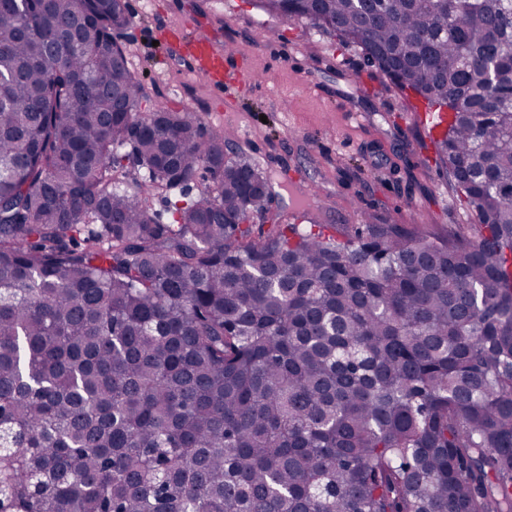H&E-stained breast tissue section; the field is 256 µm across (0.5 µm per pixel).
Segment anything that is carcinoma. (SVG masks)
I'll list each match as a JSON object with an SVG mask.
<instances>
[{
    "label": "carcinoma",
    "instance_id": "cac0c4a2",
    "mask_svg": "<svg viewBox=\"0 0 512 512\" xmlns=\"http://www.w3.org/2000/svg\"><path fill=\"white\" fill-rule=\"evenodd\" d=\"M254 2L453 99L477 223L282 224L223 131L140 111L122 0H0V512H512V0Z\"/></svg>",
    "mask_w": 512,
    "mask_h": 512
}]
</instances>
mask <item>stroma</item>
I'll return each instance as SVG.
<instances>
[{"instance_id": "35a3bbf8", "label": "stroma", "mask_w": 512, "mask_h": 512, "mask_svg": "<svg viewBox=\"0 0 512 512\" xmlns=\"http://www.w3.org/2000/svg\"><path fill=\"white\" fill-rule=\"evenodd\" d=\"M128 0L133 25L121 42L146 112L168 105L220 128L217 104L190 74L191 61L162 30L193 21L200 35L228 55L230 67L255 75L240 89L238 120L246 138L230 146L271 175L280 215L296 202L293 184L316 185L315 212L337 236L368 222L424 224L438 234L474 223L468 205L448 193L435 155L423 148L426 127L404 108L399 90L369 66L358 47L312 23L281 24L248 0Z\"/></svg>"}]
</instances>
